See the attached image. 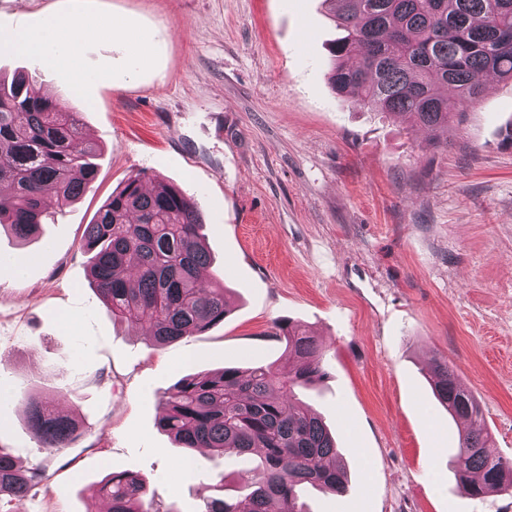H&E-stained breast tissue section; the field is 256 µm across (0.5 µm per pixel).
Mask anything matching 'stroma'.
<instances>
[{
	"label": "stroma",
	"instance_id": "obj_1",
	"mask_svg": "<svg viewBox=\"0 0 512 512\" xmlns=\"http://www.w3.org/2000/svg\"><path fill=\"white\" fill-rule=\"evenodd\" d=\"M71 19L86 31L76 70L0 44V73L80 113L100 148L96 177L46 206L27 240L0 229V448L46 477L21 512H101L88 486L141 475L162 512L241 499L257 455L179 451L158 427L160 397L189 373L268 365L275 322L308 329L327 376L302 401L336 434L349 489L304 496L308 512H512V491L461 494L456 422L429 378L447 358L476 397L491 455L512 460V85H490L447 143L409 117L360 108L328 82L340 32L325 0H0V34ZM119 31L103 35L106 23ZM145 34L137 67L123 37ZM160 176L199 208L223 282V323L155 348L116 321L81 246L112 191ZM50 397L84 432L40 448L26 394Z\"/></svg>",
	"mask_w": 512,
	"mask_h": 512
}]
</instances>
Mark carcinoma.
I'll use <instances>...</instances> for the list:
<instances>
[{
	"mask_svg": "<svg viewBox=\"0 0 512 512\" xmlns=\"http://www.w3.org/2000/svg\"><path fill=\"white\" fill-rule=\"evenodd\" d=\"M344 35L332 46L328 80L360 106L409 116L436 134L464 116L483 94L478 76L512 84V0H327ZM453 97H448V90ZM97 147L83 136L79 113L34 94L23 77L0 78V227L19 239L41 224L48 191L78 199L96 175ZM129 176L85 226L82 246L93 252L90 275L112 317L147 324L160 347L193 336L228 313L227 289L205 287L211 263L195 203L154 177ZM285 340L277 368L226 366L181 378L163 395L159 427L184 450L220 455L260 454L261 468L241 480L245 503L214 497L204 512H306V486L347 490L336 443L321 418L297 397L326 374L313 336L291 323L276 325ZM433 393L463 424L456 455L459 487L471 497L512 489V462L487 451L481 410L441 357L430 369ZM26 422L40 445L65 448L77 421L28 397ZM45 470L26 469L0 448V508L17 512ZM110 501L109 512H160L146 480L112 471L89 488Z\"/></svg>",
	"mask_w": 512,
	"mask_h": 512,
	"instance_id": "carcinoma-1",
	"label": "carcinoma"
}]
</instances>
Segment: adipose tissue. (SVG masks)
I'll use <instances>...</instances> for the list:
<instances>
[{"instance_id": "obj_1", "label": "adipose tissue", "mask_w": 512, "mask_h": 512, "mask_svg": "<svg viewBox=\"0 0 512 512\" xmlns=\"http://www.w3.org/2000/svg\"><path fill=\"white\" fill-rule=\"evenodd\" d=\"M76 22L53 19L39 30L16 33L13 46L32 52L45 63L74 62L80 56L81 41Z\"/></svg>"}]
</instances>
